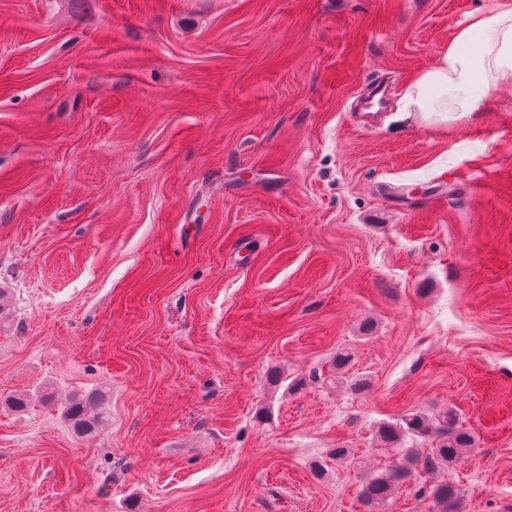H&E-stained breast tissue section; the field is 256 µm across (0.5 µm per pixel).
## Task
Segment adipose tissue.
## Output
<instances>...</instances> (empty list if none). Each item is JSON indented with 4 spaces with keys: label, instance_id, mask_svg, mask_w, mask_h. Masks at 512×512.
I'll return each mask as SVG.
<instances>
[{
    "label": "adipose tissue",
    "instance_id": "ef3b65f1",
    "mask_svg": "<svg viewBox=\"0 0 512 512\" xmlns=\"http://www.w3.org/2000/svg\"><path fill=\"white\" fill-rule=\"evenodd\" d=\"M512 96V6L469 14L436 62L410 79L402 109L426 125L472 117L490 99Z\"/></svg>",
    "mask_w": 512,
    "mask_h": 512
}]
</instances>
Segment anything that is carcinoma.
I'll return each mask as SVG.
<instances>
[{"label":"carcinoma","mask_w":512,"mask_h":512,"mask_svg":"<svg viewBox=\"0 0 512 512\" xmlns=\"http://www.w3.org/2000/svg\"><path fill=\"white\" fill-rule=\"evenodd\" d=\"M65 417L79 434L97 432L105 421L99 409V398L91 394L74 393L64 407ZM436 436L430 451L421 459L424 469L433 471L459 460L463 453L474 447V436L459 424L453 409L443 415L438 425L431 426L418 414H407L395 424H385L380 429V438L392 443L403 435L425 438ZM410 475V470L401 462L394 463L382 472L367 473L362 488L363 498L370 504H384L392 496L396 486Z\"/></svg>","instance_id":"cac0c4a2"}]
</instances>
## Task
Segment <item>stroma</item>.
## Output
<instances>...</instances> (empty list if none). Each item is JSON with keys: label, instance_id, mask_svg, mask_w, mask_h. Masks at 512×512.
Masks as SVG:
<instances>
[{"label": "stroma", "instance_id": "stroma-1", "mask_svg": "<svg viewBox=\"0 0 512 512\" xmlns=\"http://www.w3.org/2000/svg\"><path fill=\"white\" fill-rule=\"evenodd\" d=\"M500 2L0 0V512H367L451 408L379 512H512V98L400 109ZM64 413L72 428L83 435L96 433L106 419L99 409V398L91 394L70 395L64 407ZM462 427L457 413L448 409L434 428L436 440L432 448L420 460L424 469L434 471L438 467L449 466L459 460L465 451L474 447V436ZM432 430L426 418L413 413L405 415L399 423L383 425L379 434L383 442L392 443L402 435L425 438ZM409 475L410 470L400 461L393 463L382 472H369L361 494L370 504H384L390 499L396 486Z\"/></svg>", "mask_w": 512, "mask_h": 512}]
</instances>
